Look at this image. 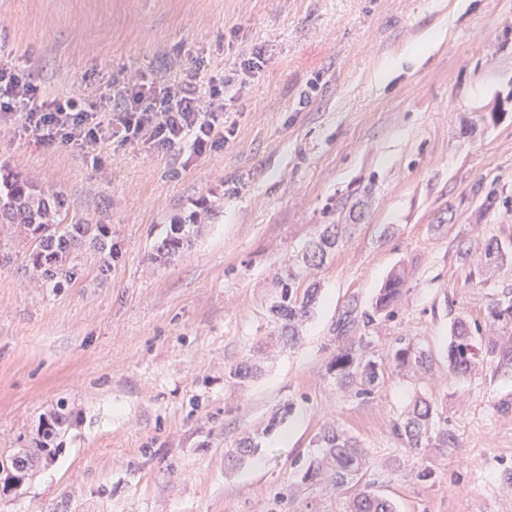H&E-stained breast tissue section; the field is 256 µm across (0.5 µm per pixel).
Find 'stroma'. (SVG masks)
<instances>
[{
  "label": "stroma",
  "instance_id": "1",
  "mask_svg": "<svg viewBox=\"0 0 512 512\" xmlns=\"http://www.w3.org/2000/svg\"><path fill=\"white\" fill-rule=\"evenodd\" d=\"M456 2L0 0V63L50 97L108 114L113 85L195 73L202 105L223 88L235 129L200 157L144 142L93 156L0 113V165L107 225L116 249L104 274L84 250L83 278L56 290L26 270L23 231L0 226V512H344L353 488L302 479L329 422L359 440L370 490L397 512H512V372L448 367L454 323L485 325L512 291V262L459 255L512 251V0ZM258 48L261 69L240 73ZM201 209L189 245L154 260ZM325 224L344 231L301 344H268L238 384L230 368L275 330L276 274ZM396 271L391 316L365 331L381 379L364 395L328 370L334 324ZM402 337L429 369L397 365ZM420 397L446 408L456 447L395 437Z\"/></svg>",
  "mask_w": 512,
  "mask_h": 512
}]
</instances>
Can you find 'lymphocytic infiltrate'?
<instances>
[{
  "label": "lymphocytic infiltrate",
  "mask_w": 512,
  "mask_h": 512,
  "mask_svg": "<svg viewBox=\"0 0 512 512\" xmlns=\"http://www.w3.org/2000/svg\"><path fill=\"white\" fill-rule=\"evenodd\" d=\"M114 113L101 120L82 97L65 102L45 99L36 85L11 68L0 67V112L22 114L38 136L60 143L73 141L90 152L108 140L146 141L162 150L189 145L195 156L223 145L230 137L217 117L223 111V92L213 89L211 105L202 108L197 77L170 81L159 90L122 86L112 90Z\"/></svg>",
  "instance_id": "f902f5d3"
}]
</instances>
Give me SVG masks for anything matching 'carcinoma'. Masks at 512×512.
Returning a JSON list of instances; mask_svg holds the SVG:
<instances>
[{
    "label": "carcinoma",
    "instance_id": "1",
    "mask_svg": "<svg viewBox=\"0 0 512 512\" xmlns=\"http://www.w3.org/2000/svg\"><path fill=\"white\" fill-rule=\"evenodd\" d=\"M201 218L196 212L188 224H173L155 246L156 257L169 259L190 242L193 224ZM0 224H17L29 243L26 267L32 275L50 288H67L83 275L80 252L92 245L101 260V270L112 265V237L103 224H87L69 218L65 198L49 194L27 183L18 174L7 172L0 176ZM341 229L338 224H326L313 238L303 253L301 263L284 266L276 278L279 294L270 307L278 324L277 335L271 342L283 348L295 346L300 339V326L309 317L318 298L320 284L317 273L339 246ZM512 258L501 246L489 242L483 248L481 259L485 265L502 264ZM406 286L404 273L396 272L386 281L376 301L369 309L350 304L336 319L333 329L338 349L331 360L329 371L341 380L357 378L361 393L370 394L376 387L377 365L364 359L363 351L370 341L367 337L354 338V333L370 327L376 318L389 312L390 307ZM484 352L497 370H512V343L506 345L502 336L512 335V295L497 301L490 309L485 329L480 331ZM469 325L455 323L448 350L449 368L456 373L470 371L476 363V346ZM402 365L425 369L431 362L429 353L402 342L394 352ZM262 370V355L256 351L241 360L229 371V376L241 384L255 378ZM443 419L435 402L420 398L392 424L396 438L408 448H454L456 437L446 427H434V420ZM319 453L309 459L302 475L305 482L331 481L338 486L351 485L356 493L349 500L345 512H395L389 500L367 490L361 484L368 469V458L359 441L348 436L339 427L328 424L313 440Z\"/></svg>",
    "mask_w": 512,
    "mask_h": 512
}]
</instances>
